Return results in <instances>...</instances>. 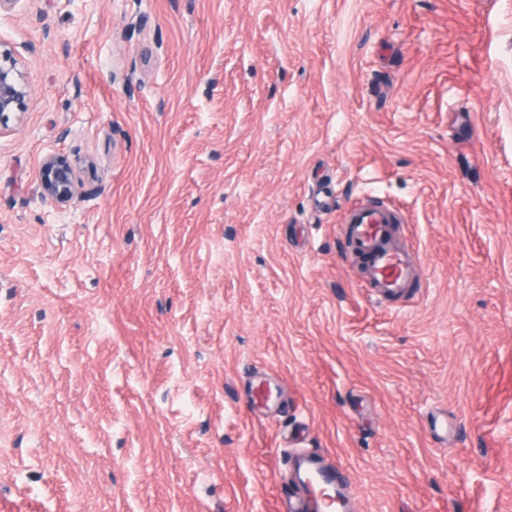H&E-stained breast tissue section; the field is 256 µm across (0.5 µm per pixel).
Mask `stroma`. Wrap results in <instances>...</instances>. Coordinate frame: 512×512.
I'll use <instances>...</instances> for the list:
<instances>
[{"instance_id":"1","label":"stroma","mask_w":512,"mask_h":512,"mask_svg":"<svg viewBox=\"0 0 512 512\" xmlns=\"http://www.w3.org/2000/svg\"><path fill=\"white\" fill-rule=\"evenodd\" d=\"M1 50L0 512H281L302 455L512 512V0H16ZM16 61L11 56L0 57V126L9 119V114L21 107L25 88L19 82ZM74 172L72 168L56 159H50L42 167V187L44 191L61 203L72 198ZM343 224L354 242L353 254L364 264L363 284L369 299L385 304L403 296L412 273L406 255L390 239L391 224H398L397 211L366 199L348 208Z\"/></svg>"}]
</instances>
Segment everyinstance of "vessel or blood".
Listing matches in <instances>:
<instances>
[{"instance_id": "1", "label": "vessel or blood", "mask_w": 512, "mask_h": 512, "mask_svg": "<svg viewBox=\"0 0 512 512\" xmlns=\"http://www.w3.org/2000/svg\"><path fill=\"white\" fill-rule=\"evenodd\" d=\"M397 221L394 208L371 199L352 204L344 219L345 232L364 264L368 297L378 304L403 296L411 279L406 255L390 239V226Z\"/></svg>"}]
</instances>
